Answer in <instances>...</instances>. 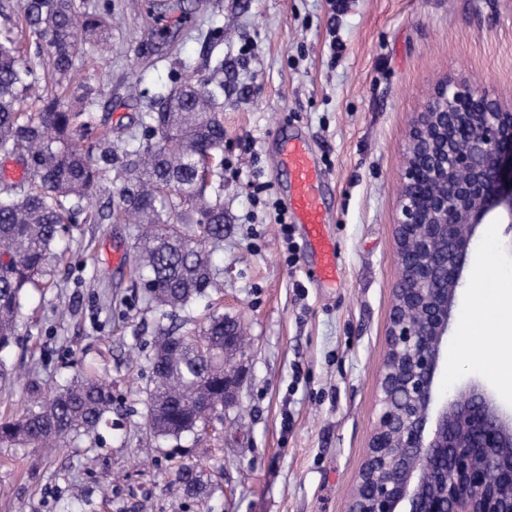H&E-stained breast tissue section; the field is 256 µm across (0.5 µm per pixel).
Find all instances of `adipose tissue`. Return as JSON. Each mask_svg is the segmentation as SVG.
Here are the masks:
<instances>
[{"label":"adipose tissue","instance_id":"ef3b65f1","mask_svg":"<svg viewBox=\"0 0 512 512\" xmlns=\"http://www.w3.org/2000/svg\"><path fill=\"white\" fill-rule=\"evenodd\" d=\"M495 296L498 305L487 309L480 326L462 322L459 358L479 362L492 353L512 356V321L503 322L500 316L501 308L512 306V290L496 289Z\"/></svg>","mask_w":512,"mask_h":512}]
</instances>
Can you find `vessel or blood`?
<instances>
[{"label": "vessel or blood", "instance_id": "obj_1", "mask_svg": "<svg viewBox=\"0 0 512 512\" xmlns=\"http://www.w3.org/2000/svg\"><path fill=\"white\" fill-rule=\"evenodd\" d=\"M275 160L289 176L288 207L302 228L306 246L315 255V277L323 282L338 280L336 242L328 227L322 168L304 139L285 135L279 138Z\"/></svg>", "mask_w": 512, "mask_h": 512}]
</instances>
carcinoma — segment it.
I'll use <instances>...</instances> for the list:
<instances>
[{
	"mask_svg": "<svg viewBox=\"0 0 512 512\" xmlns=\"http://www.w3.org/2000/svg\"><path fill=\"white\" fill-rule=\"evenodd\" d=\"M15 29L28 32L31 42L20 45ZM91 47L111 49L110 24L79 0H19L12 28L0 33V153L19 155L25 168L19 180H0V352L18 336L26 290L53 286L52 269L66 260L59 240L106 176L100 161L107 156H96L97 146L124 154L132 187L121 194L117 211L134 225L135 285L163 308L161 317L222 288L209 259L210 248L224 242V123L217 112L222 64L153 98L139 128L114 137L112 129L92 123L85 100L75 104L44 92L27 66L28 58H41L44 80L63 90L81 87ZM28 91L39 102L34 114L17 108ZM78 131L93 143L75 141ZM159 329L143 426L155 438L177 441L224 418V315L203 324L201 347ZM25 392V408L0 414V447L65 448L112 413V385L92 371L52 392L33 376ZM177 476L187 492L200 493L194 469L181 467Z\"/></svg>",
	"mask_w": 512,
	"mask_h": 512,
	"instance_id": "cac0c4a2",
	"label": "carcinoma"
}]
</instances>
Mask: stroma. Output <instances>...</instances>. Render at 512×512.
<instances>
[{"label": "stroma", "mask_w": 512, "mask_h": 512, "mask_svg": "<svg viewBox=\"0 0 512 512\" xmlns=\"http://www.w3.org/2000/svg\"><path fill=\"white\" fill-rule=\"evenodd\" d=\"M112 6V52L86 69L93 120L137 128L153 95L223 62L224 245L211 250L222 293L180 312L181 331L224 313L246 341L232 359L239 405L206 434L153 439L140 414L159 314L131 281L130 225H72L57 287L28 289L7 369L46 389L90 366L111 383L115 426L45 454L0 447V512H347L377 420L380 368L399 278L394 224L411 124L443 77L512 98V0H211L190 29L160 42L149 0ZM305 136L331 191L340 281L311 274L300 225L282 226L278 131ZM512 280V230L484 224L448 331L476 302L487 268ZM498 357L447 362L439 396L475 378L512 403ZM204 490L188 495L177 467Z\"/></svg>", "instance_id": "1"}]
</instances>
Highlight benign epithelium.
I'll list each match as a JSON object with an SVG mask.
<instances>
[{"label":"benign epithelium","instance_id":"7a95c632","mask_svg":"<svg viewBox=\"0 0 512 512\" xmlns=\"http://www.w3.org/2000/svg\"><path fill=\"white\" fill-rule=\"evenodd\" d=\"M401 184L379 415L347 512H512V409L478 381L446 398L434 386L476 230L491 214L512 224V100L440 80ZM239 388L237 371L224 372V407L239 404Z\"/></svg>","mask_w":512,"mask_h":512}]
</instances>
